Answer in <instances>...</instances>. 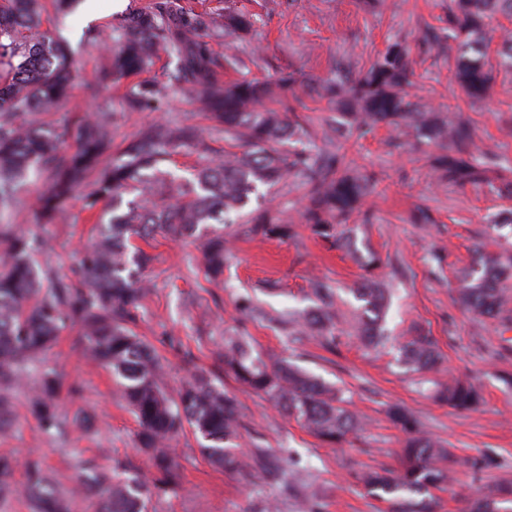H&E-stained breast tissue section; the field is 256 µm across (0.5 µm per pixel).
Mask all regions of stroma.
<instances>
[{
	"label": "stroma",
	"instance_id": "35a3bbf8",
	"mask_svg": "<svg viewBox=\"0 0 512 512\" xmlns=\"http://www.w3.org/2000/svg\"><path fill=\"white\" fill-rule=\"evenodd\" d=\"M156 0H83L68 18L45 4L43 27L63 32L78 44L75 57L79 85L40 123L55 128L74 113L109 110L112 144L120 146L141 127L165 120L204 124L196 104L179 89H171L163 111L129 112L124 106L129 81L108 86L96 97L82 84L93 78L110 54L104 43L83 41L87 30L110 35L127 14L152 7ZM196 11L245 10L255 15L256 30L240 38L225 36L213 43L218 58L236 56L238 66H224L225 79L240 76L265 79L295 71L306 80L332 79L337 67L351 76L363 74L395 41L413 61L414 100L441 112H460L475 129L476 144L492 150L508 167L506 180L494 187L457 186L439 179L427 161V146L383 125L362 137L340 140L338 149L353 168L374 172L376 182L365 200L366 217H354L348 230L357 247H370L382 260L378 271L391 293L386 326L404 336L413 324L430 328L443 356L444 375H466L483 388L484 400L474 411L457 412L435 403L397 363V349L369 351L351 333L355 299L351 287L362 270L353 254L316 239L297 218L305 203L300 179L291 177L273 189L252 193L248 209L266 205L282 208L296 221L289 241H257L245 233L242 218L227 230L234 237L223 284L205 280L202 254L195 243L154 242V261L147 271L153 293L145 302L136 330L161 355L169 390H176L195 368L220 375L217 349L225 331H241L264 355L288 357L300 366L342 388L352 410L365 427L343 445L331 447L281 415L261 397L238 389L233 379L243 426L236 439L240 452L264 449L265 456L248 480L241 481L214 468L190 432L172 446L181 466V489L152 504L150 512H385L384 502L360 482L368 470L400 466L403 433L386 415L391 404L406 407L424 430L444 442L458 458L452 479L438 491L437 512H463L487 485L512 483V387L500 377L512 375V330L468 312L453 291L457 271L468 267L477 245L498 251L512 242V70L494 72L488 102L474 104L453 77L455 52L442 40L447 26L448 0H180ZM295 114L317 145L332 137L340 116L333 104L300 93ZM426 210L430 220L413 223L411 214ZM95 219L74 199L58 223L47 226L49 248L41 261L66 272L80 248L95 233ZM338 290L337 315L341 331L335 350L314 339L288 341L265 322L241 321L240 297L258 299L270 311L306 307L303 298L311 276ZM64 333L44 358L64 382H79L80 394L61 395L59 413L68 425L66 435L43 434L28 415L27 387L14 392L16 424L0 449L25 457L39 453L61 490L81 458L96 455L104 469L132 462L147 471L150 461L133 446L137 424L120 397L111 371L85 363L75 343ZM297 473L284 483L281 469Z\"/></svg>",
	"mask_w": 512,
	"mask_h": 512
}]
</instances>
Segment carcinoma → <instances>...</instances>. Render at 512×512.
<instances>
[{
    "label": "carcinoma",
    "instance_id": "1",
    "mask_svg": "<svg viewBox=\"0 0 512 512\" xmlns=\"http://www.w3.org/2000/svg\"><path fill=\"white\" fill-rule=\"evenodd\" d=\"M43 10L42 0H0V216L11 210L31 174L48 170L51 176L35 200L39 223H56L82 186L87 187L84 207L99 212V221L95 238L65 274L39 263L47 249L42 234L0 221V434L9 432L14 422L10 388L31 374L35 388L29 416L47 435L65 433L66 422L56 406L62 382L53 369L41 366V359L64 329H77L86 358L117 378L138 423L134 447L148 456L152 473L148 479L129 473L111 477L97 458L87 457L74 475L75 490L93 493L95 512H148L152 498L181 484L170 445L184 428L203 440V452L226 472L246 474L263 450L256 449L248 460L234 446L241 427L239 400L213 376L196 373L176 395L167 392L160 356L134 330L150 293L143 272L154 260L143 245L158 234L171 240L194 238L201 244L204 276L219 280L230 254L224 215L243 209L258 187H273L293 174L306 188L300 223L322 240L355 252L366 271L352 289L359 302L353 329L365 345L377 348L389 339L384 329L387 295L375 275L380 258L370 250L358 252L337 232L338 225L361 211L373 176L353 171L338 153L310 141L290 115L294 108L285 103L298 86L294 75L220 80L211 42L226 32L250 34L255 24L251 14L195 12L178 0H159L128 14L117 28L109 63L84 89L94 96L109 83L147 72L158 52L174 56L178 64L169 84L137 81L125 97L126 110L149 108L168 95L169 87H177L224 134V155L181 176L169 169L178 150L192 147L207 155L211 148L196 125L158 122L141 128L112 162H105L112 150L106 113H76L58 129H45L35 120L36 112L48 111L67 97L75 80L71 46L41 30ZM505 12L512 13V0H452L448 8V38L457 46L455 76L473 101L490 96L493 65L487 49L492 22ZM412 76L406 48L394 42L360 78L338 72L334 79L305 88L335 105L348 133L387 125L435 148L431 162L442 180L461 186L492 184L491 174L500 168L497 155L478 151L465 118L413 101L406 92ZM275 103L282 109L274 108ZM124 195L132 197L125 211L107 209L108 202ZM246 224L254 239L296 235L295 225L269 207L248 212ZM307 296L311 306L276 316L248 297L240 299L239 311L294 341L311 336L332 350L340 332L336 292L326 280L314 277L308 280ZM458 300L477 316L512 323V251L476 250L472 266L458 276ZM219 357L225 374L273 402L324 443L341 445L361 425L339 388L292 360L281 358L269 365L236 334L224 337ZM399 361L420 376V383L432 385L440 404L459 412L481 405L477 382L431 378L440 357L436 340L425 328H414L399 348ZM388 415L405 435L400 468L368 473L363 483L388 504V512H435L433 490L448 483L453 454L426 435L409 411L392 406ZM16 466L13 455L0 454L1 500L14 493ZM23 468L32 512H70L69 498L39 454L28 453ZM469 512H512V486L488 487L471 502Z\"/></svg>",
    "mask_w": 512,
    "mask_h": 512
}]
</instances>
